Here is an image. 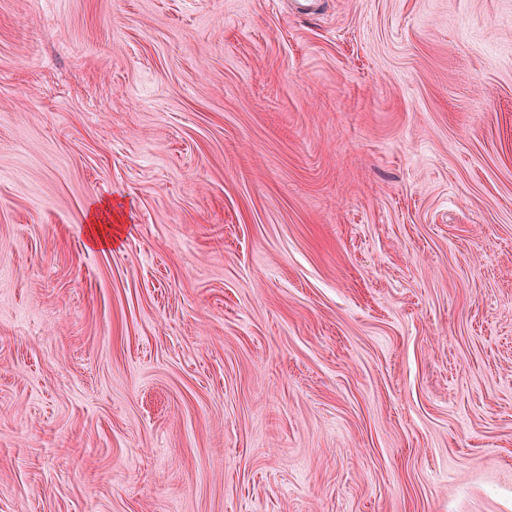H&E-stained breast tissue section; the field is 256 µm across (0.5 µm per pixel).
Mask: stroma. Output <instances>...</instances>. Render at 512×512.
Returning <instances> with one entry per match:
<instances>
[{
	"mask_svg": "<svg viewBox=\"0 0 512 512\" xmlns=\"http://www.w3.org/2000/svg\"><path fill=\"white\" fill-rule=\"evenodd\" d=\"M289 2L0 0V512H512V0Z\"/></svg>",
	"mask_w": 512,
	"mask_h": 512,
	"instance_id": "1",
	"label": "stroma"
}]
</instances>
